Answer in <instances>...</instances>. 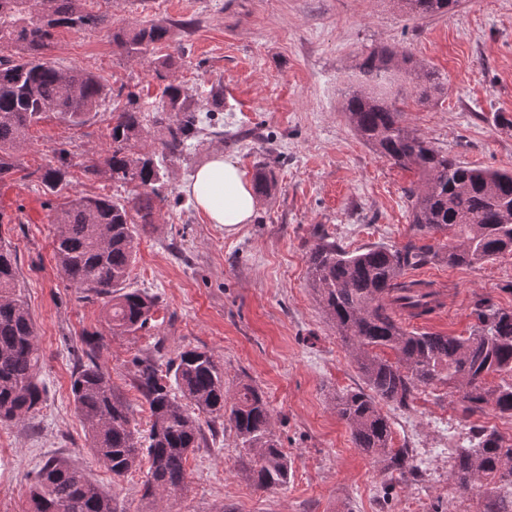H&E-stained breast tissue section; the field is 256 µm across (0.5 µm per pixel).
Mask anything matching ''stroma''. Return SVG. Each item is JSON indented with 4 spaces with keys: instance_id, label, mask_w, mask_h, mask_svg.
<instances>
[{
    "instance_id": "35a3bbf8",
    "label": "stroma",
    "mask_w": 512,
    "mask_h": 512,
    "mask_svg": "<svg viewBox=\"0 0 512 512\" xmlns=\"http://www.w3.org/2000/svg\"><path fill=\"white\" fill-rule=\"evenodd\" d=\"M92 8L105 25L60 31L51 59L155 102L162 83L153 62L174 56L175 77L200 111L211 112L214 131L189 140L181 160L167 163L169 192L157 222L135 232L129 284L157 306L149 328L134 335H112L103 300L60 275L50 222L53 207L68 197L118 194L107 176L84 170L109 147L114 100L79 128L43 114L28 131L16 172L0 180V240L17 257L44 388L25 423L0 425V512H26L30 486L53 457L84 469L119 512H157L161 504L144 497L147 465L115 477L93 460L71 378L95 354L144 431L149 418L134 386L136 359L163 368L186 349L212 354L228 391L249 383L264 393L293 474L284 488L257 489L229 422L203 415L204 441L188 456L184 486L164 504L170 512H485L482 492H458L448 454L467 445L474 425L512 439V420L490 407L463 415L444 384L419 390L408 408H383L393 447L411 449L418 473L385 471L356 448L334 408L337 392L364 381L308 286L307 265L317 229L350 251L400 248L410 236L406 191L415 171L376 154L343 112L374 48L410 53L444 84L422 104L414 82L397 74L388 95L409 126L465 164L512 169V0H462L455 13L425 19L409 16L397 0H93ZM187 20L190 32L146 57L129 58L112 46L115 29ZM65 143L74 152L70 184L53 194L35 173L53 164ZM216 152L236 159L250 177L259 161L272 162L274 190L258 198L251 223L231 233L208 223L182 192ZM417 275L444 304L407 329L466 336L477 300L512 310V255L406 273Z\"/></svg>"
}]
</instances>
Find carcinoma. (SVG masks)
<instances>
[{
  "label": "carcinoma",
  "mask_w": 512,
  "mask_h": 512,
  "mask_svg": "<svg viewBox=\"0 0 512 512\" xmlns=\"http://www.w3.org/2000/svg\"><path fill=\"white\" fill-rule=\"evenodd\" d=\"M90 0H0V179L17 168L16 157L28 146V131L46 112L79 127L109 97H126L113 109L110 149L103 161L85 172L104 173L112 182L131 186L125 197L77 195L53 209L57 226L54 258L63 277L79 290L105 300L109 330L130 335L152 320L155 300L126 287L136 259L133 224L155 223L156 202L165 200V173L157 155L177 158L186 142L200 133L193 96L169 75L171 57L155 63L165 85L157 105L147 107L125 86L114 90L93 72L63 68L47 55L60 29L95 30L105 16L89 8ZM460 0H399L418 18L448 15ZM170 27L139 24L112 34V44L128 57H141L152 45L166 43ZM396 53L370 52L360 65L378 91L353 92L347 120L361 140L391 164L415 169L419 179L407 191L412 235L398 249L374 245L348 251L322 233L316 234L308 258V283L327 319L350 348L367 389L336 394L338 416L351 430L357 448L402 471L411 459L405 448L391 447L392 423L382 405L405 408L422 388L446 384L458 393L463 414L488 405L512 417V311L480 303L477 323L467 336L409 331L403 322L432 313L438 292L429 285L403 280L405 271L431 263L473 266L512 254V171L470 167L435 147L405 123L404 112L380 90L389 78ZM402 63L418 75V101L443 90L437 73L407 55ZM165 125L158 151L142 152L146 113ZM179 115L165 124L168 113ZM71 152L57 151L56 162L38 175L54 192L65 184ZM271 172L257 169L255 189L268 196ZM393 352L394 359L380 355ZM39 353L35 325L19 291L12 250L0 244V424L25 421L42 404L37 378ZM173 384L164 382L159 366L138 361L136 388L148 405V435H140L131 409L112 386L95 357L75 374L71 392L93 456L116 476L147 457L144 496L155 498L180 489L188 454L198 447V414L226 420L251 466L246 475L262 490L288 484L292 464L271 430L272 412L263 392L251 384L233 396L224 388V372L212 355L195 349L169 363ZM501 377L492 385L491 375ZM470 447L451 454L450 477L463 494L475 488L489 498L487 512H512V442L493 428L471 430ZM28 512H117L112 496L64 458H51L37 474Z\"/></svg>",
  "instance_id": "carcinoma-1"
}]
</instances>
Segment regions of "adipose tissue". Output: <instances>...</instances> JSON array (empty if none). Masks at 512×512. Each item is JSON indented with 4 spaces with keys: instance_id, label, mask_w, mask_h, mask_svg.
I'll return each instance as SVG.
<instances>
[{
    "instance_id": "adipose-tissue-1",
    "label": "adipose tissue",
    "mask_w": 512,
    "mask_h": 512,
    "mask_svg": "<svg viewBox=\"0 0 512 512\" xmlns=\"http://www.w3.org/2000/svg\"><path fill=\"white\" fill-rule=\"evenodd\" d=\"M183 189L209 223L230 229L250 223L254 216L256 200L250 182L237 161L223 153H214Z\"/></svg>"
}]
</instances>
